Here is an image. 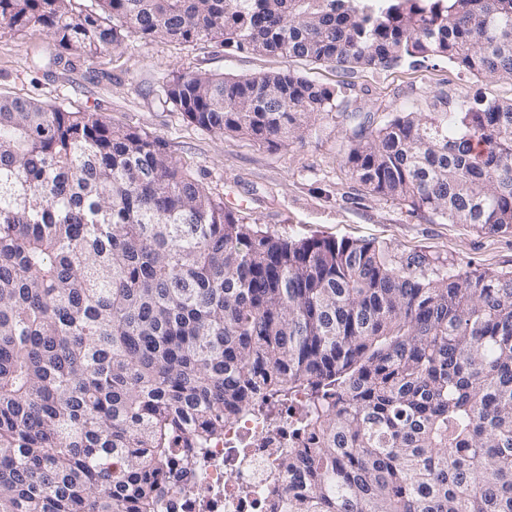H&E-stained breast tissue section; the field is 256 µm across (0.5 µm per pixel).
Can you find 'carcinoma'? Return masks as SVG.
<instances>
[{
	"instance_id": "1",
	"label": "carcinoma",
	"mask_w": 512,
	"mask_h": 512,
	"mask_svg": "<svg viewBox=\"0 0 512 512\" xmlns=\"http://www.w3.org/2000/svg\"><path fill=\"white\" fill-rule=\"evenodd\" d=\"M0 0L70 67L128 38L350 70L445 59L512 83V0ZM165 102L270 149L339 92L291 71L179 74ZM373 195L512 232V99L351 113ZM291 408L271 512H512V271L246 224L162 141L0 96V512H160L180 436ZM317 441L300 446L299 435Z\"/></svg>"
}]
</instances>
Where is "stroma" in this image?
<instances>
[{
  "mask_svg": "<svg viewBox=\"0 0 512 512\" xmlns=\"http://www.w3.org/2000/svg\"><path fill=\"white\" fill-rule=\"evenodd\" d=\"M55 53L54 39L42 27L0 28V94L97 112L112 125L159 138L174 160L246 223L288 238L383 243L403 256L439 259L454 271H512V233L431 222L364 191L340 167L350 146L349 112L378 122L386 111L412 109L424 93L454 98L479 91L508 99L510 83H476L438 59L349 73L203 41L179 46L133 38L121 50L70 68L54 65ZM282 69L340 90L344 109L318 116L304 142L277 150L196 126L165 103L159 87L167 74L245 76Z\"/></svg>",
  "mask_w": 512,
  "mask_h": 512,
  "instance_id": "obj_1",
  "label": "stroma"
}]
</instances>
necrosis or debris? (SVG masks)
Segmentation results:
<instances>
[{"mask_svg": "<svg viewBox=\"0 0 512 512\" xmlns=\"http://www.w3.org/2000/svg\"><path fill=\"white\" fill-rule=\"evenodd\" d=\"M287 452L261 418L242 416L223 437L193 449L192 468L174 466L163 512H268L278 482L273 463Z\"/></svg>", "mask_w": 512, "mask_h": 512, "instance_id": "1", "label": "necrosis or debris"}]
</instances>
